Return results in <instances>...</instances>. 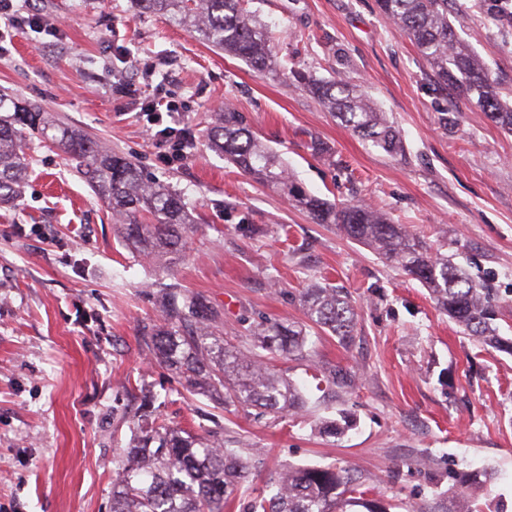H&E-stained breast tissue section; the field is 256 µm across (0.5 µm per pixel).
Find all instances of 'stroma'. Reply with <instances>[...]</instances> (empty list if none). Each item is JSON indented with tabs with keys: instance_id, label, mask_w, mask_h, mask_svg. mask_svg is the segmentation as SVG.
Returning <instances> with one entry per match:
<instances>
[{
	"instance_id": "1",
	"label": "stroma",
	"mask_w": 512,
	"mask_h": 512,
	"mask_svg": "<svg viewBox=\"0 0 512 512\" xmlns=\"http://www.w3.org/2000/svg\"><path fill=\"white\" fill-rule=\"evenodd\" d=\"M63 23L39 43L17 30L0 57V89L21 95L134 160L181 194L196 225L163 261L126 247L107 204L65 154L31 141L20 200L0 207V512H112V470L130 438L112 418L122 383L145 380L164 418L198 428L213 404L183 392L138 344L159 318L152 285L205 297L237 340L245 320H303L298 293L317 281L358 306L350 343L325 334L303 359L275 365L305 391L306 411L274 423L256 410L223 413L224 436L261 449L264 463L236 493L242 512L282 464L354 469L385 503L432 502L452 476L483 468L488 512H512V356L483 347L426 288L330 224L228 166L210 148L213 113L232 102L310 192L382 208L493 290L501 333L512 335V134L441 86L377 0H250L278 63L359 83L400 128L392 156L345 128L307 91L201 43L183 24L133 0H36ZM450 20L512 98V0L488 12L457 0ZM137 69H124L118 48ZM125 72L136 92L111 78ZM160 85L185 102L193 157L166 167L138 112ZM332 152L316 157L312 141ZM343 369L353 387L318 388L313 370ZM353 413L340 439L317 417Z\"/></svg>"
}]
</instances>
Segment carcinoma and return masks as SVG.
Instances as JSON below:
<instances>
[{
    "label": "carcinoma",
    "mask_w": 512,
    "mask_h": 512,
    "mask_svg": "<svg viewBox=\"0 0 512 512\" xmlns=\"http://www.w3.org/2000/svg\"><path fill=\"white\" fill-rule=\"evenodd\" d=\"M142 2L155 13L188 25L205 45L256 70L271 67L268 36L245 0ZM378 3L382 16L413 41L440 83L457 89L512 133V102L501 99L498 82L448 20V0ZM298 83L358 137L387 154H403L400 131L377 111L361 86L342 77L302 76ZM33 137L66 154L76 172L112 206L123 242L146 255L171 256L183 250L184 233L194 220L174 189L37 104L6 92H0V204L21 194L30 163L27 144ZM207 137L227 162L276 190L315 223L336 225L348 238L420 282L438 308L468 335L512 355V336L500 334L490 289L452 256L370 204L332 203L307 192L280 156L249 129L241 113L228 105L208 127ZM155 296L161 318L143 325L140 347L165 364L187 392L210 397L225 409L259 408L275 419L302 411L304 397L271 361L303 356L312 327L346 343L357 324V308L348 296L330 286H313L299 293L306 321L287 323L261 316L235 346L224 339L222 318L205 299L187 294L175 283L160 285ZM112 416L131 433L122 449V466L112 480V512H224L238 486L257 467L255 455L224 440V431L174 426L148 397L133 412L124 405L112 408ZM351 427L342 413L318 425L327 438L341 436ZM492 479L487 469L457 474L451 489L453 510L438 495L434 512H476L470 489ZM370 494L371 489L347 468L288 465L275 472L266 489L248 499L246 512H386Z\"/></svg>",
    "instance_id": "carcinoma-1"
}]
</instances>
